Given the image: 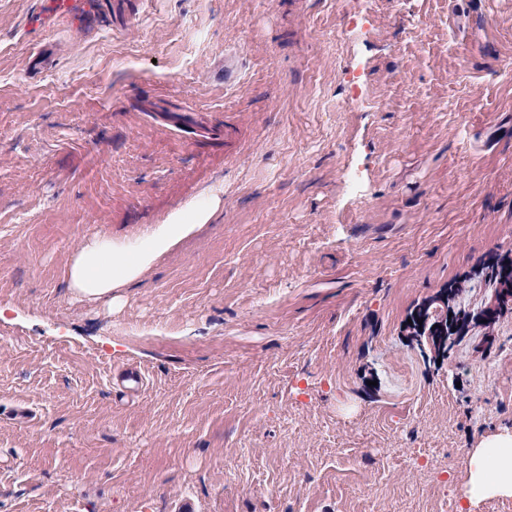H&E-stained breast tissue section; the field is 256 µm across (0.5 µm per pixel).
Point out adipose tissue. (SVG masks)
<instances>
[{
	"label": "adipose tissue",
	"instance_id": "ef3b65f1",
	"mask_svg": "<svg viewBox=\"0 0 512 512\" xmlns=\"http://www.w3.org/2000/svg\"><path fill=\"white\" fill-rule=\"evenodd\" d=\"M219 206L204 193L172 212L164 223L152 224L134 236H95L74 251L66 272L69 293L92 301L119 303V289L144 273L173 247L209 223ZM512 496V431L484 438L469 456L460 512H475L487 498Z\"/></svg>",
	"mask_w": 512,
	"mask_h": 512
}]
</instances>
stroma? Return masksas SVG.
<instances>
[{
	"label": "stroma",
	"instance_id": "35a3bbf8",
	"mask_svg": "<svg viewBox=\"0 0 512 512\" xmlns=\"http://www.w3.org/2000/svg\"><path fill=\"white\" fill-rule=\"evenodd\" d=\"M0 0V512H458L512 429V310L404 333L512 256V0ZM45 51L44 64L31 60ZM232 75H225V65ZM210 224L71 298L87 238ZM138 367L140 393L114 383ZM73 2L70 0H48L47 11L32 19L31 23L34 27H38L41 23L55 21L61 17H68L71 14ZM440 301L442 304L431 303L420 311L419 317L423 322H414V326L409 327L412 330L410 336L418 345L426 344L431 351L440 356H447L460 337L461 327L455 332H450L447 327L446 334L442 329L435 327V324L439 325L445 318V313H448V295Z\"/></svg>",
	"mask_w": 512,
	"mask_h": 512
}]
</instances>
